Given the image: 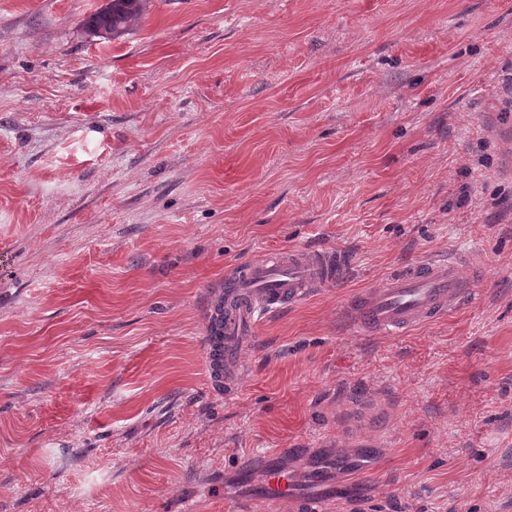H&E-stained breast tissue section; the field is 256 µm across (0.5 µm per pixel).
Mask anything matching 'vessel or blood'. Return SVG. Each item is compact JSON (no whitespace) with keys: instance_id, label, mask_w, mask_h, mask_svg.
I'll use <instances>...</instances> for the list:
<instances>
[{"instance_id":"vessel-or-blood-1","label":"vessel or blood","mask_w":512,"mask_h":512,"mask_svg":"<svg viewBox=\"0 0 512 512\" xmlns=\"http://www.w3.org/2000/svg\"><path fill=\"white\" fill-rule=\"evenodd\" d=\"M347 268L341 251L327 249L267 253L235 266L224 278L222 298L208 304L205 351L212 385L234 395L241 371L238 350L261 316L340 281ZM474 293L458 260L432 256L360 295L350 311L358 325L373 333L402 336L464 305ZM264 493L272 502L290 499L287 474L271 471Z\"/></svg>"}]
</instances>
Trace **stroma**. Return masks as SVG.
Instances as JSON below:
<instances>
[{
    "instance_id": "35a3bbf8",
    "label": "stroma",
    "mask_w": 512,
    "mask_h": 512,
    "mask_svg": "<svg viewBox=\"0 0 512 512\" xmlns=\"http://www.w3.org/2000/svg\"><path fill=\"white\" fill-rule=\"evenodd\" d=\"M0 0V512H512V0ZM340 250L236 395L206 307L257 254ZM475 298L345 314L426 257ZM148 3L149 0H110L103 9L90 15L84 25L95 32L121 36L144 19ZM264 493L271 502L288 501L290 498L288 475L278 470L271 471L268 474Z\"/></svg>"
}]
</instances>
